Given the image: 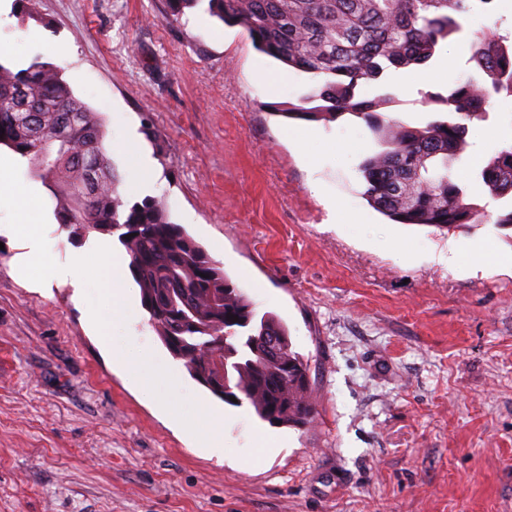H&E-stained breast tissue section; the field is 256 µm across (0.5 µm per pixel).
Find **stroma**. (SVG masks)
I'll list each match as a JSON object with an SVG mask.
<instances>
[{
    "mask_svg": "<svg viewBox=\"0 0 512 512\" xmlns=\"http://www.w3.org/2000/svg\"><path fill=\"white\" fill-rule=\"evenodd\" d=\"M35 18L0 6V53L55 57L75 95L100 113L126 201L164 198L258 313L287 326L310 364L313 421H260L185 373L136 307L113 331L182 376L181 399L224 416L215 457L144 402L112 360L70 285L34 291L0 238V512H512V230L395 224L363 197L365 123L289 120L315 82L256 50L204 6L168 16L166 0H33ZM468 40L445 43L424 89L446 93L473 70ZM393 118L432 120L395 72ZM135 136L136 148L124 143ZM451 168L512 143V98L470 124ZM150 193L137 190L140 159ZM49 211L54 260L88 252ZM319 181L343 206L330 215ZM455 251L451 264L439 252Z\"/></svg>",
    "mask_w": 512,
    "mask_h": 512,
    "instance_id": "obj_1",
    "label": "stroma"
}]
</instances>
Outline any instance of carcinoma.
Wrapping results in <instances>:
<instances>
[{"instance_id":"carcinoma-1","label":"carcinoma","mask_w":512,"mask_h":512,"mask_svg":"<svg viewBox=\"0 0 512 512\" xmlns=\"http://www.w3.org/2000/svg\"><path fill=\"white\" fill-rule=\"evenodd\" d=\"M494 0H207L209 12L238 25L260 52L311 75L316 86L279 115L333 121L349 114L365 122L378 150L360 170L369 205L397 224L448 230L471 224L512 227V205L496 217L455 180L448 163L464 151L469 124L487 107L512 97V42L465 30L461 18ZM471 41L478 73L422 94L442 117L411 126L385 114L389 93L366 98L363 87L389 70L430 63L450 38ZM98 112L77 98L60 69L34 56L19 68L0 61V147L27 162L51 192L58 223L75 237L118 235L139 287L149 324L199 385L226 402L206 378L217 362L240 402L271 425L307 421L309 366L292 349L288 330L272 313L258 315L247 294L185 228L171 221L162 199L128 203L111 161ZM493 199L512 197V143L473 171ZM238 317L233 322L228 316ZM281 341L268 354L266 339Z\"/></svg>"}]
</instances>
